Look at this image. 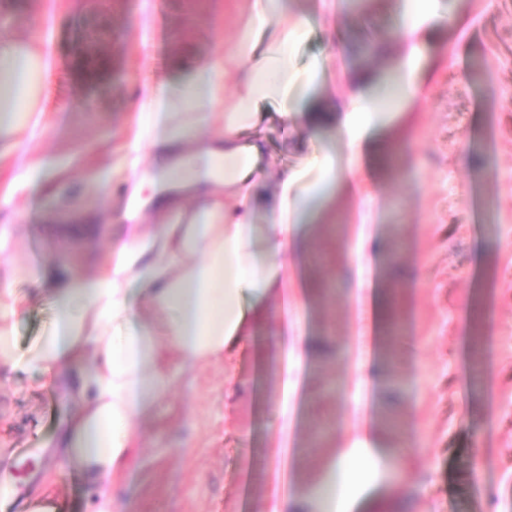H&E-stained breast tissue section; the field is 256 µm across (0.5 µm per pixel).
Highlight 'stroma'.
<instances>
[{
    "label": "stroma",
    "mask_w": 512,
    "mask_h": 512,
    "mask_svg": "<svg viewBox=\"0 0 512 512\" xmlns=\"http://www.w3.org/2000/svg\"><path fill=\"white\" fill-rule=\"evenodd\" d=\"M0 24L29 37L52 63L48 125L0 157V227L10 244L0 279L43 291L16 321L21 347L52 329L58 279L112 260L133 158L131 109L141 83L159 82L223 51L248 0H9ZM309 37L292 62L332 52L337 94L349 71L384 73L366 55L399 25L392 0L365 14L336 0H293ZM439 36L423 63L427 92L399 107L394 157L363 160L375 199L341 198L310 230L314 255L295 280L303 351L288 418L279 413L282 364L273 326L246 337L232 361L176 363L169 390L142 423V445L113 494L121 512H271L288 489L308 491L339 446L336 429L379 425L387 454L366 497L404 512H512V0H436ZM276 167L310 168L322 141L304 123L256 132ZM290 137L282 150V137ZM400 240L392 272L364 287L343 265L358 230ZM399 392L361 387L353 368L376 358ZM75 405L65 379L21 368L0 374V498L21 512L34 491L65 512H95L96 492L74 466L46 483L44 450Z\"/></svg>",
    "instance_id": "35a3bbf8"
}]
</instances>
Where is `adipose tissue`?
Returning <instances> with one entry per match:
<instances>
[{"instance_id": "adipose-tissue-1", "label": "adipose tissue", "mask_w": 512, "mask_h": 512, "mask_svg": "<svg viewBox=\"0 0 512 512\" xmlns=\"http://www.w3.org/2000/svg\"><path fill=\"white\" fill-rule=\"evenodd\" d=\"M398 8L390 76L401 99L411 102L424 92L420 60L439 17L434 0H398ZM308 36L292 0H252L246 23L224 54L187 77L142 88L134 138L148 140L151 152L146 168L133 177L123 213L128 234L97 279L57 282L54 328L28 350H20L12 320L33 298L11 283L0 285V367L25 365L70 379L80 408L63 421L54 448L99 490L98 512L118 508L112 488L139 450L138 424L170 385L161 364L232 360L240 341L267 324L273 295L279 300L275 338L285 371L281 392L287 398L295 390L290 310L293 270L307 249L305 227L312 214L327 213L337 196L365 194L362 157H388L396 148L382 135L388 117L372 74L352 73L348 93L338 99L324 81L333 56L313 57L302 70L291 63V47ZM45 69L32 44L0 37V78L12 99L0 109V139L28 124L44 104ZM229 82L237 87L232 105L211 113ZM267 105L276 107L286 125L306 112L332 121L344 161L323 151L316 161L319 175L308 185L297 171L264 175L262 148L244 134ZM215 120L224 125L223 147L199 151L213 189L189 211L170 193L168 154L182 125L206 127ZM266 176L273 191L264 189ZM148 204L167 218L154 237L141 224ZM381 452L376 434L356 436L323 477L329 494L316 500L291 494L275 512H352L363 495L353 462Z\"/></svg>"}]
</instances>
